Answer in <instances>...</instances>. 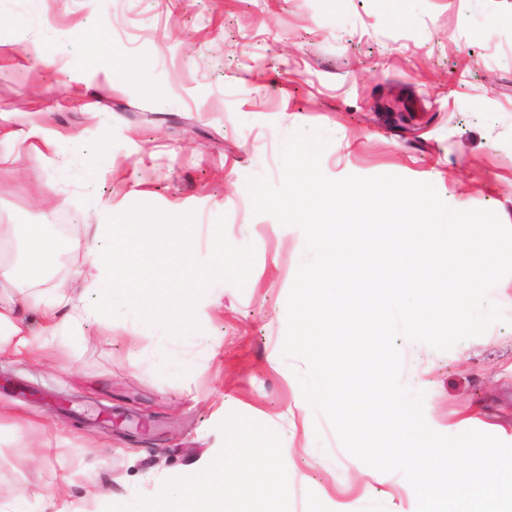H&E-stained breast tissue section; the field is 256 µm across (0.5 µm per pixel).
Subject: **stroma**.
Returning a JSON list of instances; mask_svg holds the SVG:
<instances>
[{"mask_svg": "<svg viewBox=\"0 0 512 512\" xmlns=\"http://www.w3.org/2000/svg\"><path fill=\"white\" fill-rule=\"evenodd\" d=\"M402 9L405 24L386 0H0V225L166 224L199 269L220 233L227 264L194 296L192 337L144 329L119 293L114 315L38 356L0 354V505L27 489L26 512L147 505L238 446L264 478L287 470L288 512H415L402 474L347 453L307 408L306 364L282 353L304 234L254 214L248 191L280 184L284 142L317 128L328 178L428 182L512 227V0ZM103 153L112 169L89 182ZM493 293L507 320L485 334L397 346L433 430L512 444V275ZM103 409L128 420L96 424ZM264 478L236 494L244 512Z\"/></svg>", "mask_w": 512, "mask_h": 512, "instance_id": "obj_1", "label": "stroma"}]
</instances>
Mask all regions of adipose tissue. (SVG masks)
I'll return each mask as SVG.
<instances>
[{
  "mask_svg": "<svg viewBox=\"0 0 512 512\" xmlns=\"http://www.w3.org/2000/svg\"><path fill=\"white\" fill-rule=\"evenodd\" d=\"M111 235L112 227L108 224H76L61 238L49 234L46 225L25 226L22 258L0 260V288L33 283L34 272L52 269L65 252L83 251L84 261L50 291L30 292L19 299L0 297V352L49 347L66 326L110 314L112 297L117 292L134 299L144 328L162 323L171 335L191 334L193 293L209 280L222 277L226 269L223 237L215 239L214 264L200 271L192 264L185 237L169 234L165 225H156L153 236L129 239L125 249L113 255L106 254L98 244L100 238ZM79 284L96 293V306L83 305L81 296L75 292ZM27 308L41 310L48 320L41 342L31 339L20 318ZM258 476V471L247 465L233 480H226L224 462L219 459L211 463L204 479L163 486L150 506L141 508L117 499L112 503V512H224L230 485L245 486Z\"/></svg>",
  "mask_w": 512,
  "mask_h": 512,
  "instance_id": "adipose-tissue-1",
  "label": "adipose tissue"
}]
</instances>
